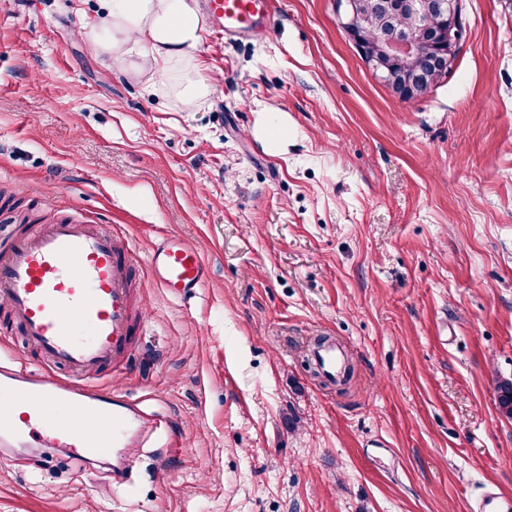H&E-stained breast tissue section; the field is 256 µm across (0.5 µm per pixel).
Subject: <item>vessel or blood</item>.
<instances>
[{
  "mask_svg": "<svg viewBox=\"0 0 512 512\" xmlns=\"http://www.w3.org/2000/svg\"><path fill=\"white\" fill-rule=\"evenodd\" d=\"M207 3L228 43L271 24L272 0ZM149 265L154 281L182 298L195 296L207 280L202 250L177 234L153 248ZM132 271L130 245L93 224H45L0 246V334L21 329L49 365L33 374L0 362V394L11 399L0 408L1 447L42 441L96 459L134 447L143 413L92 377L128 356L143 331L134 313ZM59 409L90 421L91 429L53 419Z\"/></svg>",
  "mask_w": 512,
  "mask_h": 512,
  "instance_id": "b4317fda",
  "label": "vessel or blood"
}]
</instances>
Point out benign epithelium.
<instances>
[{
  "label": "benign epithelium",
  "instance_id": "1",
  "mask_svg": "<svg viewBox=\"0 0 512 512\" xmlns=\"http://www.w3.org/2000/svg\"><path fill=\"white\" fill-rule=\"evenodd\" d=\"M463 0H334L338 25L362 53L364 63L381 81H386L392 63L414 59L427 51H439V64L447 66L457 57L461 41ZM411 25L401 35L385 36L373 46L368 34L375 21L401 11Z\"/></svg>",
  "mask_w": 512,
  "mask_h": 512
}]
</instances>
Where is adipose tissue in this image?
<instances>
[{
	"label": "adipose tissue",
	"mask_w": 512,
	"mask_h": 512,
	"mask_svg": "<svg viewBox=\"0 0 512 512\" xmlns=\"http://www.w3.org/2000/svg\"><path fill=\"white\" fill-rule=\"evenodd\" d=\"M106 19L94 41L116 60L139 56L135 74L166 72L195 61L203 43L198 0H104Z\"/></svg>",
	"instance_id": "obj_1"
}]
</instances>
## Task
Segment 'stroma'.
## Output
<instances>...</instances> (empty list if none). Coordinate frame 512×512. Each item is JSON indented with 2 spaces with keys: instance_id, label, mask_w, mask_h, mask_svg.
<instances>
[{
  "instance_id": "obj_1",
  "label": "stroma",
  "mask_w": 512,
  "mask_h": 512,
  "mask_svg": "<svg viewBox=\"0 0 512 512\" xmlns=\"http://www.w3.org/2000/svg\"><path fill=\"white\" fill-rule=\"evenodd\" d=\"M268 36L205 35L185 105L89 38L99 0H0V232L128 238L136 351L102 378L150 421L129 480L59 448L0 451V512H474L512 498V0H464L450 75L400 101L333 0ZM199 245L190 299L146 274ZM328 336L346 394L306 357ZM212 89L213 84L211 78L204 75L201 70L195 66L193 73L185 81L180 94L186 104L192 105L196 101L209 95ZM149 265L154 281L178 297L195 296L207 280L202 250L178 234L166 235L153 248Z\"/></svg>"
}]
</instances>
